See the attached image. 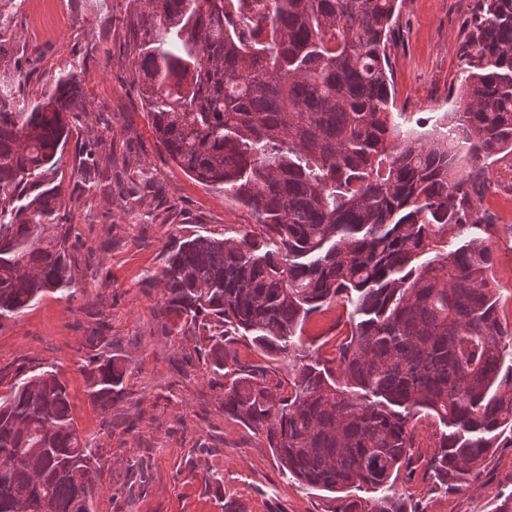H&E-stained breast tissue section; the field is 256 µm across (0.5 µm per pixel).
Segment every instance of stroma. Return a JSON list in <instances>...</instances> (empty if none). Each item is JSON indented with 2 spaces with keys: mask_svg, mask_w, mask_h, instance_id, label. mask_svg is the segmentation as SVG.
Here are the masks:
<instances>
[{
  "mask_svg": "<svg viewBox=\"0 0 512 512\" xmlns=\"http://www.w3.org/2000/svg\"><path fill=\"white\" fill-rule=\"evenodd\" d=\"M477 0H397L388 46L395 107L406 121H435L460 103L459 47ZM0 74L23 75V100L77 69L87 110L71 127L60 161L70 289L44 294L24 313L0 318V394L19 370H53L65 383L81 437L98 448L92 512H338L340 502L287 478L264 434L224 411V385L240 366L288 382L286 358L250 340L228 344L214 371L207 341L177 330L156 280L189 237L220 238L254 223L251 211L177 166L156 139L135 74L134 0H0ZM495 217L489 241L501 322L512 330V183L501 160L489 167ZM100 183L92 193L78 185ZM349 309L335 301L310 315L301 338L327 361L348 336ZM126 368L124 393L109 408L89 396L96 355ZM415 448L392 490L408 512H493L512 494V447L496 449L481 476L460 489L427 468L443 424L413 420Z\"/></svg>",
  "mask_w": 512,
  "mask_h": 512,
  "instance_id": "1",
  "label": "stroma"
}]
</instances>
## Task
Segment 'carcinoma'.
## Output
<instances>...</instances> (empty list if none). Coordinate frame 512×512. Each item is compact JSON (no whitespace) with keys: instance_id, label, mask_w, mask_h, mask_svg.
I'll use <instances>...</instances> for the list:
<instances>
[{"instance_id":"obj_1","label":"carcinoma","mask_w":512,"mask_h":512,"mask_svg":"<svg viewBox=\"0 0 512 512\" xmlns=\"http://www.w3.org/2000/svg\"><path fill=\"white\" fill-rule=\"evenodd\" d=\"M397 0H148L136 74L157 140L206 186L255 215L224 239L198 235L157 279L164 312L203 328L215 370L247 336L292 365L291 390L237 369L224 411L266 434L282 471L344 492L339 512H406L390 479L414 447L411 421L446 427L428 462L440 485L477 479L512 442V333L498 316L482 211L489 159L512 155V0H477L460 46V110L434 129L393 121ZM0 78V317L73 281L55 180L79 72L14 104ZM466 240L423 262L433 240ZM340 300L352 307L336 369L305 361L297 333ZM125 370L89 376L102 408ZM98 449L77 433L54 370L20 372L0 395V512L92 504Z\"/></svg>"}]
</instances>
